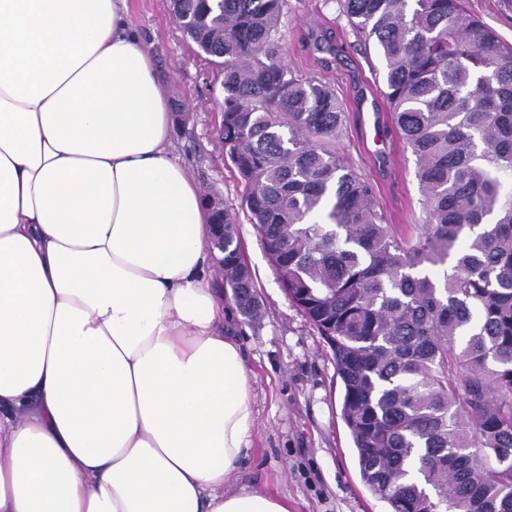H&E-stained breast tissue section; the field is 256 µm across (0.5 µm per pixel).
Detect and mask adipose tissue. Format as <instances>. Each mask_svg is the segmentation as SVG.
I'll return each instance as SVG.
<instances>
[{
  "instance_id": "adipose-tissue-1",
  "label": "adipose tissue",
  "mask_w": 512,
  "mask_h": 512,
  "mask_svg": "<svg viewBox=\"0 0 512 512\" xmlns=\"http://www.w3.org/2000/svg\"><path fill=\"white\" fill-rule=\"evenodd\" d=\"M129 0H0V512H294Z\"/></svg>"
}]
</instances>
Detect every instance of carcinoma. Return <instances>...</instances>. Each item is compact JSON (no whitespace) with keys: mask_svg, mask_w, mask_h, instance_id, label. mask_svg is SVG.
Wrapping results in <instances>:
<instances>
[{"mask_svg":"<svg viewBox=\"0 0 512 512\" xmlns=\"http://www.w3.org/2000/svg\"><path fill=\"white\" fill-rule=\"evenodd\" d=\"M338 2L383 58L415 157L413 239L336 153L334 91L282 63L287 0L171 6L213 66L241 210L333 353L364 483L389 512H512V46L463 0ZM237 223L224 210V286L253 320Z\"/></svg>","mask_w":512,"mask_h":512,"instance_id":"1","label":"carcinoma"}]
</instances>
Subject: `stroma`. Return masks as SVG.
Listing matches in <instances>:
<instances>
[{
    "mask_svg": "<svg viewBox=\"0 0 512 512\" xmlns=\"http://www.w3.org/2000/svg\"><path fill=\"white\" fill-rule=\"evenodd\" d=\"M466 8L512 45V0H466ZM130 10L171 109L185 115L183 125L174 128L179 161L204 192L221 195L230 210H238L244 184L215 133L219 97L210 90L211 66L189 47L169 0H131ZM281 32L284 64L317 76L343 106L338 154L372 182L388 223L400 225L405 235L416 234L425 214L415 158L396 131L375 47L360 43L337 0H288ZM321 38L336 45V55L316 50ZM237 231L265 308L263 318H244L217 265L207 270L224 301V327L242 348L257 415L253 448L240 464L237 487L286 495L296 512H387V503L360 478L329 347L289 301L253 224L240 218Z\"/></svg>",
    "mask_w": 512,
    "mask_h": 512,
    "instance_id": "obj_1",
    "label": "stroma"
}]
</instances>
